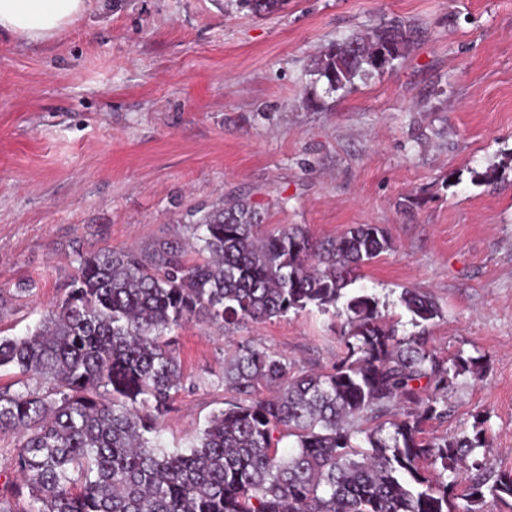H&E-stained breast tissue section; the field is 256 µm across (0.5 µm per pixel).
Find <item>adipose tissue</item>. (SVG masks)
Returning a JSON list of instances; mask_svg holds the SVG:
<instances>
[{"label":"adipose tissue","instance_id":"adipose-tissue-1","mask_svg":"<svg viewBox=\"0 0 512 512\" xmlns=\"http://www.w3.org/2000/svg\"><path fill=\"white\" fill-rule=\"evenodd\" d=\"M88 0H0V35L51 39L82 16Z\"/></svg>","mask_w":512,"mask_h":512}]
</instances>
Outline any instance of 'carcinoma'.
Instances as JSON below:
<instances>
[{
  "instance_id": "1",
  "label": "carcinoma",
  "mask_w": 512,
  "mask_h": 512,
  "mask_svg": "<svg viewBox=\"0 0 512 512\" xmlns=\"http://www.w3.org/2000/svg\"><path fill=\"white\" fill-rule=\"evenodd\" d=\"M238 2L264 16L286 0ZM412 33L391 20L345 37L315 72L344 89L384 71L380 58H403ZM189 217L208 260L186 264L172 242L82 254L38 326L0 336V368L36 380L0 386V434L17 436L21 479L0 495V512H480L485 486L512 498V474H493L476 454L481 423L471 438L423 437L426 422L448 419V389L477 373V360L398 336L375 297L348 291L363 264L393 250L385 229L359 224L319 241L298 226L262 235L263 213L244 199ZM401 302L417 327L440 316L421 289ZM309 307L346 315L347 351L330 371L296 375L240 346L224 358V407L188 446H164L161 421L185 386L169 333L195 319L264 322ZM261 384L276 392L258 396ZM285 437L291 451L281 453Z\"/></svg>"
}]
</instances>
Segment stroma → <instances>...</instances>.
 <instances>
[{"mask_svg":"<svg viewBox=\"0 0 512 512\" xmlns=\"http://www.w3.org/2000/svg\"><path fill=\"white\" fill-rule=\"evenodd\" d=\"M393 19L416 32L409 54L329 92L315 58ZM489 168L497 180L476 181ZM237 197L267 231L385 228L394 248L355 289L401 336L418 332L404 289L430 293L429 347L484 368L426 435L483 420L479 456L512 473V0H288L270 16L235 0H91L54 40L0 36V336L46 314L77 255L175 241L202 261L187 213ZM342 324L311 307L176 329L186 388L163 440L186 444L221 408L226 350L325 372L345 354Z\"/></svg>","mask_w":512,"mask_h":512,"instance_id":"stroma-1","label":"stroma"}]
</instances>
